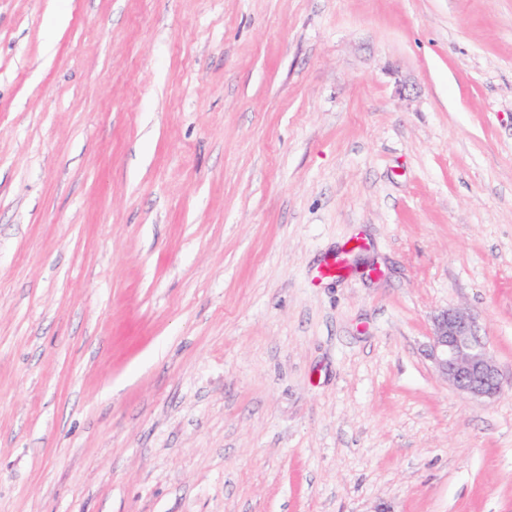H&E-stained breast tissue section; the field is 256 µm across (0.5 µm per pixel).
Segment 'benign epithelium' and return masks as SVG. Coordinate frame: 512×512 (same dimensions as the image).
Instances as JSON below:
<instances>
[{
	"label": "benign epithelium",
	"mask_w": 512,
	"mask_h": 512,
	"mask_svg": "<svg viewBox=\"0 0 512 512\" xmlns=\"http://www.w3.org/2000/svg\"><path fill=\"white\" fill-rule=\"evenodd\" d=\"M426 355L436 373L460 393L473 398L503 394L499 367L466 313L446 309L434 317Z\"/></svg>",
	"instance_id": "benign-epithelium-1"
}]
</instances>
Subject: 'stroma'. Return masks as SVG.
Here are the masks:
<instances>
[{
    "mask_svg": "<svg viewBox=\"0 0 512 512\" xmlns=\"http://www.w3.org/2000/svg\"><path fill=\"white\" fill-rule=\"evenodd\" d=\"M381 504L512 512V0H0V512ZM426 355L436 373L460 393L473 398L503 394L499 367L465 312L446 309L434 317Z\"/></svg>",
    "mask_w": 512,
    "mask_h": 512,
    "instance_id": "obj_1",
    "label": "stroma"
}]
</instances>
